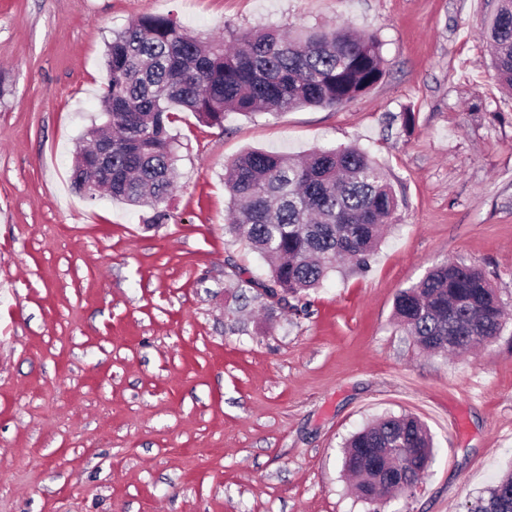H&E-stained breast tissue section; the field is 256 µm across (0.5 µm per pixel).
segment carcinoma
<instances>
[{
    "label": "carcinoma",
    "instance_id": "carcinoma-1",
    "mask_svg": "<svg viewBox=\"0 0 512 512\" xmlns=\"http://www.w3.org/2000/svg\"><path fill=\"white\" fill-rule=\"evenodd\" d=\"M488 35L493 67L512 93V0H497ZM234 46L185 31L164 15H143L106 44L102 112L112 124L85 131L90 147L76 152L72 185L83 189L92 146L112 145L111 198L153 211L151 222L170 218L174 191L172 113L223 126L225 114L336 107L352 101L384 76L380 44L338 26L294 37L274 28L233 36ZM232 200L228 231L246 241L270 265L266 281L248 280L280 301L298 299L336 270V260L369 268L398 208L395 190L376 161L349 146L317 150L305 159L253 149L224 173ZM395 316L424 350L453 354L492 344L502 333L504 310L479 269L446 262L399 292ZM372 448H412L426 478L435 453L425 425L411 415H385L344 443L342 468L358 477L357 498L383 512L387 496L409 490L383 480L367 464ZM467 512H512V472L486 488Z\"/></svg>",
    "mask_w": 512,
    "mask_h": 512
}]
</instances>
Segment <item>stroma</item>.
Instances as JSON below:
<instances>
[{"instance_id":"stroma-1","label":"stroma","mask_w":512,"mask_h":512,"mask_svg":"<svg viewBox=\"0 0 512 512\" xmlns=\"http://www.w3.org/2000/svg\"><path fill=\"white\" fill-rule=\"evenodd\" d=\"M497 0H0V512H368L344 440L383 415L429 427L433 467L387 512H464L512 469V95L483 30ZM144 14L212 37L342 24L385 75L336 108L173 117L176 189L150 209L82 199L103 53ZM367 150L399 206L366 271L282 304L226 231L224 171L251 149ZM452 260L509 318L491 345L422 352L399 290Z\"/></svg>"}]
</instances>
